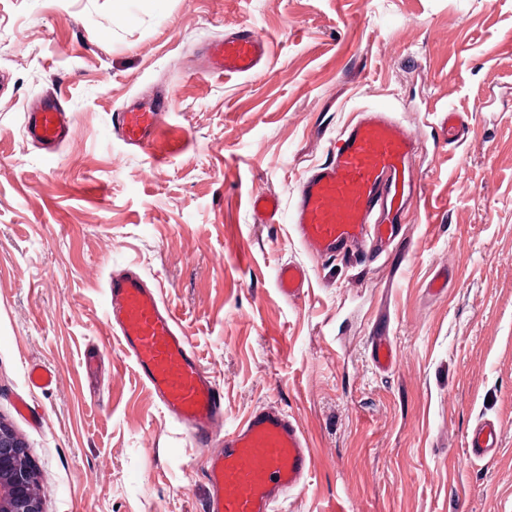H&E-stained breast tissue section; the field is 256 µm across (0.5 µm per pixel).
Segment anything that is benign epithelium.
<instances>
[{"label":"benign epithelium","instance_id":"1","mask_svg":"<svg viewBox=\"0 0 512 512\" xmlns=\"http://www.w3.org/2000/svg\"><path fill=\"white\" fill-rule=\"evenodd\" d=\"M0 512H43L36 466L20 439L1 423Z\"/></svg>","mask_w":512,"mask_h":512}]
</instances>
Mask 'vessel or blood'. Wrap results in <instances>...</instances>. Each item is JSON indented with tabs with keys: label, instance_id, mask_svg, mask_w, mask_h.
<instances>
[{
	"label": "vessel or blood",
	"instance_id": "b4317fda",
	"mask_svg": "<svg viewBox=\"0 0 512 512\" xmlns=\"http://www.w3.org/2000/svg\"><path fill=\"white\" fill-rule=\"evenodd\" d=\"M268 45L252 30L241 28L211 42L204 51L205 71L211 75H246L266 56ZM167 112L165 100L134 101L112 115L113 124L131 144L153 143ZM438 125L449 142L464 132L460 113H440ZM28 138L47 155L67 139L69 123L56 97L26 115ZM416 141L379 106L362 110L337 133L328 159L302 178L289 222L300 244L327 260L355 255L367 259L375 242L395 241L407 201L420 197L422 182L413 169ZM252 209L260 222L279 212L274 195L258 194ZM307 280L305 269L284 264L275 284L286 299H296ZM106 316L122 353L158 404L175 421L190 428L200 444L218 440L220 451L207 462L208 497L205 512H274L284 495L306 484L313 457L297 423L283 412L258 407L215 436L224 417V397L206 373L175 313L141 274L131 268L112 272L107 281ZM371 359L383 372L396 360L388 337L371 341ZM501 427L478 420L467 433L469 456L493 458L500 446Z\"/></svg>",
	"mask_w": 512,
	"mask_h": 512
}]
</instances>
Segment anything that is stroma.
Listing matches in <instances>:
<instances>
[{"instance_id": "35a3bbf8", "label": "stroma", "mask_w": 512, "mask_h": 512, "mask_svg": "<svg viewBox=\"0 0 512 512\" xmlns=\"http://www.w3.org/2000/svg\"><path fill=\"white\" fill-rule=\"evenodd\" d=\"M240 27L269 58L201 74L199 45ZM163 92L160 139L123 141L113 112ZM48 95L70 117L52 157L25 134ZM374 106L415 137L422 196L388 255L325 261L289 211ZM262 192L277 223L251 209ZM288 262L308 272L292 302L274 279ZM128 266L222 389L223 427L273 406L304 431L313 474L275 512H512V0H0V420L44 512H204L210 447L106 317L107 277ZM33 363L49 387H30ZM482 417L502 425L490 461L466 456ZM438 125L443 135H448L449 143L459 141L464 132V120L458 112L448 110L441 112L438 117ZM252 209L259 222L274 221L279 212V202L272 194H257L252 199ZM371 359L374 366L383 372L389 371L395 364L394 347L387 336H374L371 341Z\"/></svg>"}]
</instances>
